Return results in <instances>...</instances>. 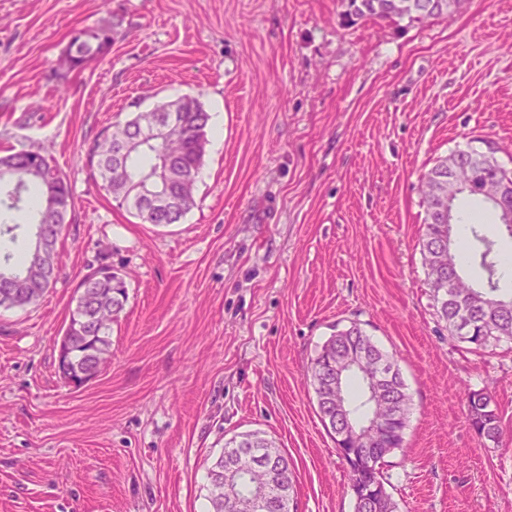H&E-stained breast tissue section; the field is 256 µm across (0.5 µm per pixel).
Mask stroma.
<instances>
[{
  "label": "stroma",
  "instance_id": "35a3bbf8",
  "mask_svg": "<svg viewBox=\"0 0 512 512\" xmlns=\"http://www.w3.org/2000/svg\"><path fill=\"white\" fill-rule=\"evenodd\" d=\"M103 25L109 51L65 71ZM183 95L220 131L182 223L143 224L88 150ZM485 139L512 170V0L424 23L339 0H0V155L44 151L73 195L54 284L0 308V512H207L209 467L251 431L293 458L297 512H354L305 375L353 323L412 396L382 469L398 512H512V341L452 339L420 253L421 176ZM102 262L128 299L110 363L73 388L57 345ZM471 390L500 443L471 427ZM476 397V398H475ZM468 420L472 428L485 430L486 440L498 442L500 439L499 417L491 407V398L483 391H469L467 394Z\"/></svg>",
  "mask_w": 512,
  "mask_h": 512
}]
</instances>
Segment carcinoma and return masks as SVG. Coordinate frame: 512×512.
Masks as SVG:
<instances>
[{
	"label": "carcinoma",
	"instance_id": "carcinoma-1",
	"mask_svg": "<svg viewBox=\"0 0 512 512\" xmlns=\"http://www.w3.org/2000/svg\"><path fill=\"white\" fill-rule=\"evenodd\" d=\"M345 15L358 19L408 20L421 22L442 15L441 0H415L417 13L404 16L389 8L390 0H342ZM112 46V27L103 26L72 38L67 53L68 69L82 67L89 59L106 53ZM173 118V129L160 143L140 145L129 157L123 171L114 168L115 144L137 137L140 125L156 118ZM210 115L197 98L185 95L176 100H159L152 112L135 116L102 135L96 142L93 158L103 188L144 224H178L194 206V186L207 144L206 129ZM50 159L39 150H9L0 156V307H24L39 301L56 279L57 244L62 235L72 191L64 175H56ZM467 168L470 196L481 195L488 184L508 181L499 202L490 203L495 221L512 212V173L494 157V150H460L433 166L424 176L426 224L421 252L428 270L433 307L453 337L474 327V343L485 348L502 340H512V292L500 288V268L506 255L495 240L483 232V224H470L467 239L453 246V226L459 216L440 219L434 211L440 193L448 190L455 167ZM163 177L175 199L165 212L148 211L131 196L130 184L144 185ZM478 265L485 273L480 286L462 275V267ZM127 301V286L109 264H99L79 286L75 308L71 310L64 336L68 341L67 371L71 378H95L109 362L112 324L118 321ZM362 354L365 363L347 372L339 389H332L330 376L336 364L351 355ZM386 373L382 390L369 387L375 365ZM307 378L317 397L321 421L328 432L357 429L364 425L369 410L376 409L384 428L373 431L371 446L356 448L350 439L339 449L350 468V480L357 490L371 484L383 497L374 511L355 500L354 512H396V504L385 486L379 465L395 449L402 447L411 396L397 364L387 356L357 324L338 329L322 345L307 367ZM468 420L472 428L485 430V438L500 439L499 417L491 407V398L482 391L467 394ZM230 453L222 454L209 468L208 512H243L249 495L265 486L271 477L266 469H252L240 481L224 488L222 470L231 462ZM280 503L271 512H290L294 501L295 463L287 459L278 473Z\"/></svg>",
	"mask_w": 512,
	"mask_h": 512
}]
</instances>
